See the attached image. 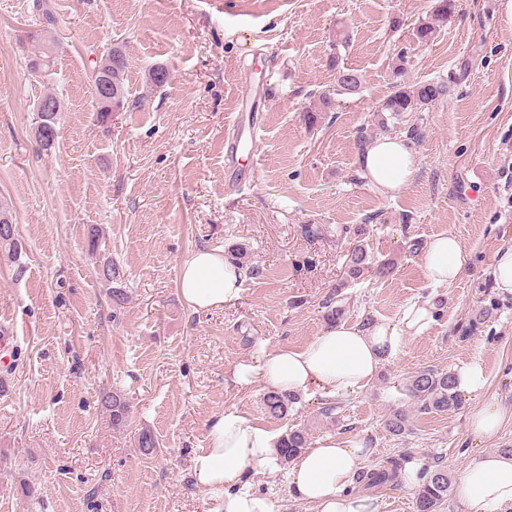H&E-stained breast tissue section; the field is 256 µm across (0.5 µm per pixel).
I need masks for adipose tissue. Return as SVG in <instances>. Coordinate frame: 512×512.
Masks as SVG:
<instances>
[{"instance_id":"ef3b65f1","label":"adipose tissue","mask_w":512,"mask_h":512,"mask_svg":"<svg viewBox=\"0 0 512 512\" xmlns=\"http://www.w3.org/2000/svg\"><path fill=\"white\" fill-rule=\"evenodd\" d=\"M357 167L386 195L399 193L418 170L404 139L395 135L365 143L357 153ZM469 261L468 250L456 236L435 237L425 253L426 277L436 286L454 283ZM242 276L236 259L202 248L182 263L179 294L191 312H211L239 297ZM433 322L434 307L424 299L405 305L392 321L332 323L303 348L264 350L238 363L233 379L241 386L260 380L299 395L347 397L365 389L386 360L397 356L408 339L426 333ZM210 433L211 445L194 454L191 471L198 485L220 494V512H276L268 496L243 489L242 482L249 474L277 472L278 433L236 410L215 414ZM365 455L359 439L317 441L293 461L290 494L311 504L314 512H376L372 499L348 491ZM456 492L463 512H498L512 502V456L488 453L475 459L460 474Z\"/></svg>"}]
</instances>
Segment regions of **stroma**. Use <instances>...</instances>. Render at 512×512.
<instances>
[{"label": "stroma", "mask_w": 512, "mask_h": 512, "mask_svg": "<svg viewBox=\"0 0 512 512\" xmlns=\"http://www.w3.org/2000/svg\"><path fill=\"white\" fill-rule=\"evenodd\" d=\"M0 0V205L23 246L19 262L0 248V512H216L190 460L209 447V421L248 413L278 433L308 427L312 440L361 438L362 466L391 457L441 464L451 477L478 456L512 448V296L494 318L462 336L491 286L497 252L512 246V18L504 0H457L437 38L413 27L435 0ZM44 28L59 50L51 74L26 65L29 33ZM350 36L337 47L339 31ZM118 46L128 59V102L107 120L87 81L94 56ZM169 72L155 88V66ZM358 91L309 125L337 69ZM449 83L450 92L388 132L418 162L396 196L378 193L356 167L360 135L401 83ZM64 110L54 147L37 143L34 104L45 91ZM258 126L237 184L224 138ZM318 230L304 232L305 225ZM458 236L471 255L465 275L431 286L427 242ZM365 244L377 277L347 280L346 255ZM247 252L252 267L239 300L195 315L178 293L182 262L199 248ZM119 271L105 281L104 262ZM124 291L115 304L110 288ZM342 297L345 321L393 320L413 300H432L430 330L384 363L363 391L336 399L322 420L320 396L285 419L270 417L267 384L234 385L233 367L261 350L300 348L327 324ZM481 360L489 384L457 410L414 412L404 384L415 371L448 372ZM131 405L112 429L103 392ZM506 420L491 436L469 425L484 403ZM411 414L394 436L384 422ZM158 448L138 450L141 433ZM36 490L25 497L20 485ZM279 512H312L288 494V471L249 477Z\"/></svg>", "instance_id": "1"}]
</instances>
